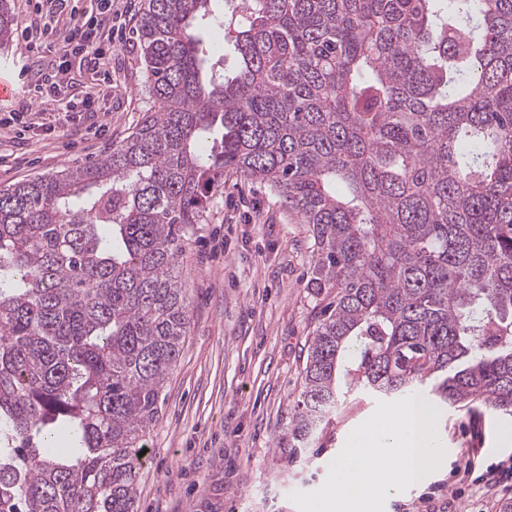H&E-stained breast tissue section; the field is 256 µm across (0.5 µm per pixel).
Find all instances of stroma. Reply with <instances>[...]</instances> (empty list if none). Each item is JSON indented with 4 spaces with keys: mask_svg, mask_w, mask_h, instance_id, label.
<instances>
[{
    "mask_svg": "<svg viewBox=\"0 0 512 512\" xmlns=\"http://www.w3.org/2000/svg\"><path fill=\"white\" fill-rule=\"evenodd\" d=\"M12 8L13 37L0 46V65L14 78L36 32L26 0H12ZM70 75L54 104L29 100L35 126L24 138L0 134V188L91 164L153 104L131 26L112 48L111 84L96 86L91 111L73 125L65 106L91 77L76 69ZM93 122L104 129L86 137ZM314 260L308 225L267 187L225 173L178 254L190 319L146 436L137 512H298L291 493L320 488L349 434L374 413L378 395L353 390L341 397L316 454L279 445L295 413L312 331L335 296L309 287ZM437 432L443 468L387 499L384 512H479L486 480L512 461V418L480 404L441 408ZM456 490L461 498H453Z\"/></svg>",
    "mask_w": 512,
    "mask_h": 512,
    "instance_id": "stroma-1",
    "label": "stroma"
}]
</instances>
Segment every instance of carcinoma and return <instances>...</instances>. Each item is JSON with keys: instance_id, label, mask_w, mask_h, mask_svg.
<instances>
[{"instance_id": "obj_1", "label": "carcinoma", "mask_w": 512, "mask_h": 512, "mask_svg": "<svg viewBox=\"0 0 512 512\" xmlns=\"http://www.w3.org/2000/svg\"><path fill=\"white\" fill-rule=\"evenodd\" d=\"M133 35L154 108L101 160L0 189V512H134L189 322L180 242L226 171L309 225L310 285L336 290L289 447L354 386L512 416V0H239L228 23L145 0ZM226 33L227 30L225 31L224 26L214 24L204 31V38L213 46L224 45V73L232 74L238 67V57L232 43L227 41Z\"/></svg>"}]
</instances>
